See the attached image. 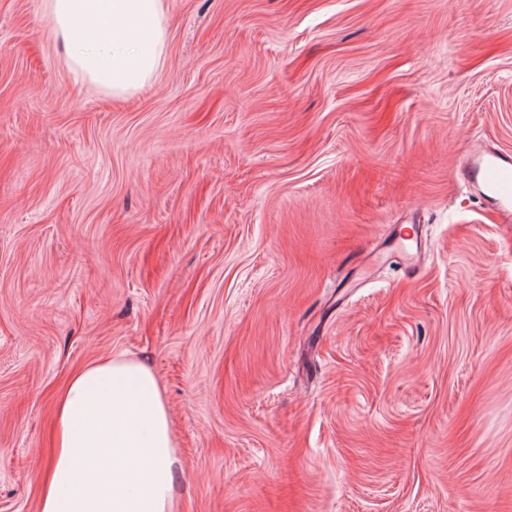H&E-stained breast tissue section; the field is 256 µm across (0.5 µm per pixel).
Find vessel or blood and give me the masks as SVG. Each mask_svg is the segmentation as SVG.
<instances>
[{"instance_id": "obj_1", "label": "vessel or blood", "mask_w": 512, "mask_h": 512, "mask_svg": "<svg viewBox=\"0 0 512 512\" xmlns=\"http://www.w3.org/2000/svg\"><path fill=\"white\" fill-rule=\"evenodd\" d=\"M456 178L473 188L502 222H512V154L471 146L456 169Z\"/></svg>"}]
</instances>
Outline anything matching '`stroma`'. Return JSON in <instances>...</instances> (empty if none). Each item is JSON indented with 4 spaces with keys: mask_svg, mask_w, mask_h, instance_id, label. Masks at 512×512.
Returning a JSON list of instances; mask_svg holds the SVG:
<instances>
[{
    "mask_svg": "<svg viewBox=\"0 0 512 512\" xmlns=\"http://www.w3.org/2000/svg\"><path fill=\"white\" fill-rule=\"evenodd\" d=\"M115 100L46 0H0V512H38L52 395L164 394L176 512H512V0H165ZM420 253L421 267L403 261ZM456 179L473 188L499 215L503 223L512 222V155L471 145L458 167Z\"/></svg>",
    "mask_w": 512,
    "mask_h": 512,
    "instance_id": "1",
    "label": "stroma"
}]
</instances>
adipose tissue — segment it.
<instances>
[{
	"label": "adipose tissue",
	"instance_id": "ef3b65f1",
	"mask_svg": "<svg viewBox=\"0 0 512 512\" xmlns=\"http://www.w3.org/2000/svg\"><path fill=\"white\" fill-rule=\"evenodd\" d=\"M69 68L122 99L163 61L164 0H47ZM177 462L167 405L142 364L106 356L55 397L53 456L39 512H174Z\"/></svg>",
	"mask_w": 512,
	"mask_h": 512
}]
</instances>
